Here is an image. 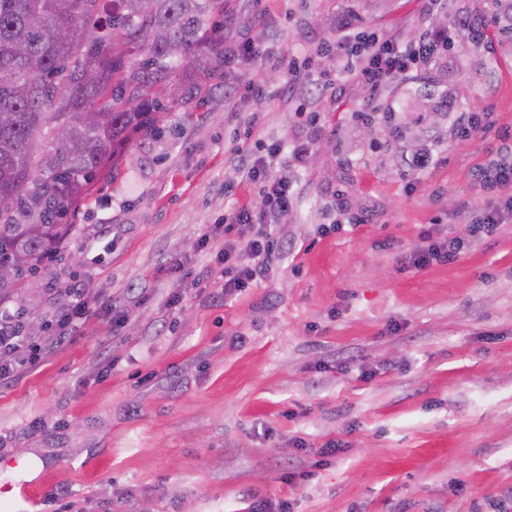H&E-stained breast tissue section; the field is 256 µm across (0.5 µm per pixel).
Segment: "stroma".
Wrapping results in <instances>:
<instances>
[{"label":"stroma","mask_w":512,"mask_h":512,"mask_svg":"<svg viewBox=\"0 0 512 512\" xmlns=\"http://www.w3.org/2000/svg\"><path fill=\"white\" fill-rule=\"evenodd\" d=\"M352 4L234 0L226 40L251 41L255 57L227 64L223 87L196 106L173 105L160 132H129L67 216L61 258L0 305L26 311L45 349L0 383V512L26 478L32 512H246L259 500L293 512H512V223L475 243L467 219L485 199L479 168L512 134V40L457 36L432 70L461 84L460 111L490 112L489 132L462 139L451 118L397 112L412 131L396 142L358 115L420 71L373 96L336 79L342 61L326 56L287 81L292 57L344 36ZM495 9L390 0L367 25L408 43L441 13ZM476 59L486 66L474 74ZM271 143L293 198L275 230L280 257L224 297L215 251L198 241L261 202L230 158ZM429 146L440 162L413 174L408 158ZM431 224L468 246L417 271L404 259ZM175 256L191 276L171 271ZM76 285L92 313L62 338L48 325ZM332 441L335 459L314 469ZM302 471L310 479L296 481Z\"/></svg>","instance_id":"35a3bbf8"}]
</instances>
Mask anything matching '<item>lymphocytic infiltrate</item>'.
I'll use <instances>...</instances> for the list:
<instances>
[{
  "label": "lymphocytic infiltrate",
  "mask_w": 512,
  "mask_h": 512,
  "mask_svg": "<svg viewBox=\"0 0 512 512\" xmlns=\"http://www.w3.org/2000/svg\"><path fill=\"white\" fill-rule=\"evenodd\" d=\"M444 34L425 32L420 44L406 46L396 39L370 31L357 36L347 44H321L318 55L336 54L346 57L345 73L356 75L370 90H377L395 74L421 66L426 50L445 45ZM282 151L280 145L265 147L262 154L242 158L240 170L246 180L259 185L262 206L252 209L243 206L229 223L214 225L203 235L201 247H208L215 239L224 245L217 253L220 266L216 284L222 293L230 295L253 284L267 265L279 254L275 244L274 226L278 217L291 207L288 181L277 177L273 169ZM478 183L487 199L483 206L471 213L474 239L493 236L499 225L512 222V165L490 159L478 173ZM421 247L411 256L410 266L423 269L430 264L457 260L465 248L462 240L437 235L433 229L421 231ZM40 346L32 338L16 333L12 314L0 313V381L10 378L17 362L37 364Z\"/></svg>",
  "instance_id": "obj_1"
}]
</instances>
